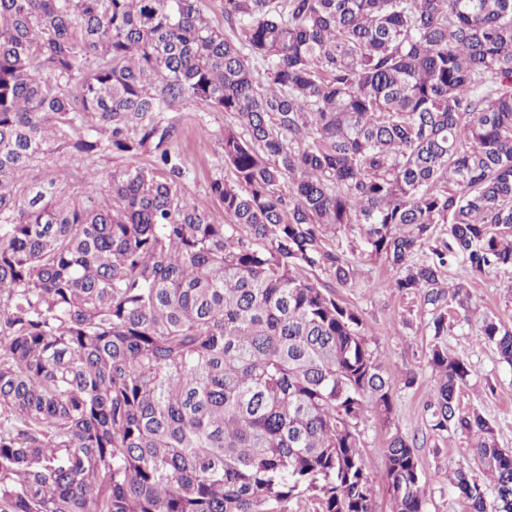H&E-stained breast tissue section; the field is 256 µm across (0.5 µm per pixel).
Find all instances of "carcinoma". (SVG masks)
Segmentation results:
<instances>
[{
    "mask_svg": "<svg viewBox=\"0 0 512 512\" xmlns=\"http://www.w3.org/2000/svg\"><path fill=\"white\" fill-rule=\"evenodd\" d=\"M224 21L0 0V512H376L369 415L393 512H424L398 377L336 294L355 271L327 232L355 225L430 315L431 429L471 439L498 496L450 480L512 512V449L460 408L472 370L439 342L444 308H474L451 260L512 268V0H224ZM183 101L239 121L209 185L225 224L179 195ZM105 155L124 164L103 176ZM481 334L512 365V328ZM363 428L364 448H362V458L365 472L373 481L372 489L377 500L378 512H390L391 500L382 481V474L385 469L383 448L386 430L382 429L371 416Z\"/></svg>",
    "mask_w": 512,
    "mask_h": 512,
    "instance_id": "obj_1",
    "label": "carcinoma"
}]
</instances>
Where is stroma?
Here are the masks:
<instances>
[{"mask_svg": "<svg viewBox=\"0 0 512 512\" xmlns=\"http://www.w3.org/2000/svg\"><path fill=\"white\" fill-rule=\"evenodd\" d=\"M166 117L177 129L175 146L186 171L178 183L181 197L188 203L209 201L213 222L225 223L223 207L209 200V185L225 171L221 143L229 117L186 102L176 105ZM333 243L351 261L359 277L357 287L339 289L338 294L361 312L376 356L397 374L416 376L412 387L400 384L395 389L393 426L416 444L421 482L426 490L425 512H468L450 477L457 469L472 465L470 441L451 432L437 435L430 428L425 402L434 382L428 364L433 338L417 330L424 319L417 301L399 295L394 273L369 256L359 229L337 231ZM446 277L468 281L477 301L474 312L449 311L448 334L443 339L449 352L463 357L473 371L460 404L480 409L493 424L499 446L512 448V366L500 360L480 332V321L486 314L512 323V269L491 267L474 273L459 258ZM385 438L380 425L367 422L362 458L372 480L378 512H391V500L382 480Z\"/></svg>", "mask_w": 512, "mask_h": 512, "instance_id": "1", "label": "stroma"}]
</instances>
